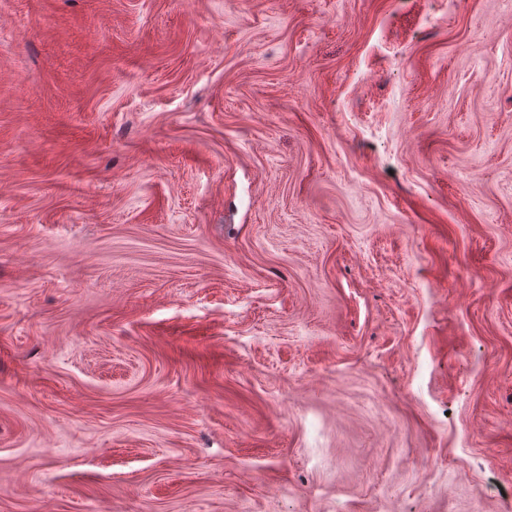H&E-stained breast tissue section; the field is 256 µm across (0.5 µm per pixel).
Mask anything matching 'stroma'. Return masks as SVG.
I'll return each instance as SVG.
<instances>
[{"mask_svg":"<svg viewBox=\"0 0 512 512\" xmlns=\"http://www.w3.org/2000/svg\"><path fill=\"white\" fill-rule=\"evenodd\" d=\"M512 0H0V512H501Z\"/></svg>","mask_w":512,"mask_h":512,"instance_id":"stroma-1","label":"stroma"}]
</instances>
